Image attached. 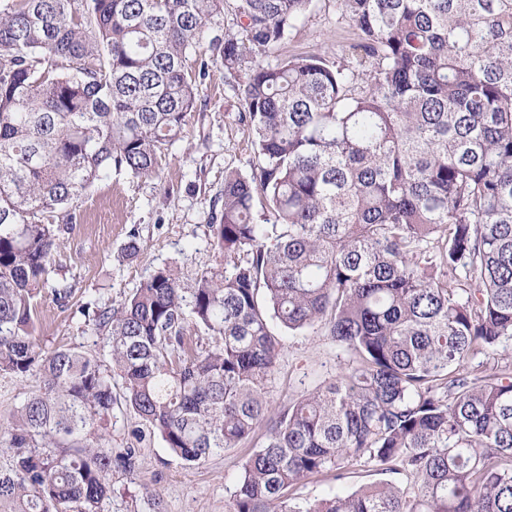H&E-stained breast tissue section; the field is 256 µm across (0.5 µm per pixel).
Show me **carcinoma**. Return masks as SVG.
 <instances>
[{"mask_svg": "<svg viewBox=\"0 0 512 512\" xmlns=\"http://www.w3.org/2000/svg\"><path fill=\"white\" fill-rule=\"evenodd\" d=\"M71 3L0 0V373L42 378L0 429V512H100L112 466L132 468L98 433L119 404L188 466L263 433L229 512H512V363L462 372L512 339V0H335L358 40L275 65L258 58L312 0H235L211 51L254 159L210 216L224 271L160 268L96 312L108 365L31 335L59 246L45 218L73 223L114 168L156 174L225 0ZM273 321L350 360L270 417ZM361 460L410 486L295 501Z\"/></svg>", "mask_w": 512, "mask_h": 512, "instance_id": "1", "label": "carcinoma"}]
</instances>
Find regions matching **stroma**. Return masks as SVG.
Wrapping results in <instances>:
<instances>
[{"mask_svg":"<svg viewBox=\"0 0 512 512\" xmlns=\"http://www.w3.org/2000/svg\"><path fill=\"white\" fill-rule=\"evenodd\" d=\"M355 37L354 28L337 24L333 0H313L277 55H332ZM188 68L205 71L202 92L158 175L135 178L115 171L73 202L77 221L62 232L48 265V285L33 300L34 335L43 350L77 346L101 353L102 339L91 332L85 309L118 306L160 268H174L186 282L223 269L224 255L213 244L208 218L223 202L225 168L248 172L253 152L238 119L235 78L204 47L190 56ZM133 239L140 250L131 257L125 248ZM57 286L71 290L65 303L52 294ZM273 331L282 351L267 382L271 410L331 382L348 364V351L322 329L290 332L277 325ZM40 385L34 372L0 374V425L8 424L20 402ZM104 430L113 453L131 452L133 465L113 468L112 492L101 512H228L243 466L262 443L257 435L188 466L133 412H115ZM378 479L373 465L358 462L341 480L303 481L295 495L312 501Z\"/></svg>","mask_w":512,"mask_h":512,"instance_id":"stroma-1","label":"stroma"}]
</instances>
